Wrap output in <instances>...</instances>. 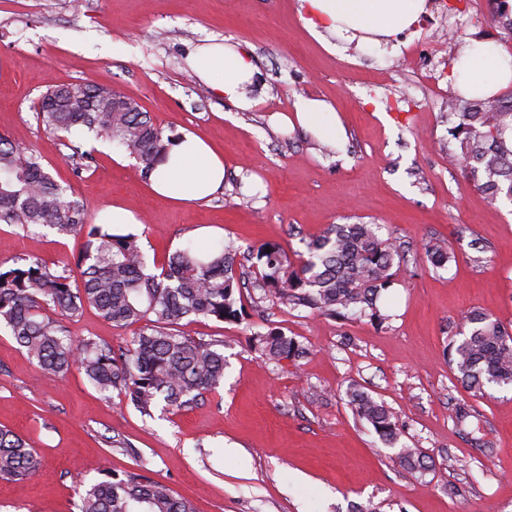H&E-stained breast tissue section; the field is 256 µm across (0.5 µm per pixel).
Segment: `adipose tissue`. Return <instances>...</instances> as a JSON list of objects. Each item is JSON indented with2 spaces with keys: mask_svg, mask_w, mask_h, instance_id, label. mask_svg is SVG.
Returning a JSON list of instances; mask_svg holds the SVG:
<instances>
[{
  "mask_svg": "<svg viewBox=\"0 0 512 512\" xmlns=\"http://www.w3.org/2000/svg\"><path fill=\"white\" fill-rule=\"evenodd\" d=\"M427 0H302L309 30L317 37L359 36L391 39L408 29L426 10ZM197 78L219 98L243 111L256 100L255 67L241 48L214 40L196 46L186 59ZM458 88L472 96H492L512 85V55L497 44L478 42L455 64ZM295 112L301 124L317 137L336 138L332 105L297 97ZM224 182V157L202 136L188 132L167 146L165 159L150 179L152 191L183 203L208 201Z\"/></svg>",
  "mask_w": 512,
  "mask_h": 512,
  "instance_id": "1",
  "label": "adipose tissue"
}]
</instances>
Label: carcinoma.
Masks as SVG:
<instances>
[{
	"label": "carcinoma",
	"mask_w": 512,
	"mask_h": 512,
	"mask_svg": "<svg viewBox=\"0 0 512 512\" xmlns=\"http://www.w3.org/2000/svg\"><path fill=\"white\" fill-rule=\"evenodd\" d=\"M38 119L61 138L75 131L114 142L149 177L161 162L170 137L155 127L149 113L133 99L112 106V91L90 83L50 85L38 100ZM455 119L450 158L462 162L474 186L494 200L512 202V93L492 98L448 101ZM0 222L47 227L61 235L83 237L75 261L81 283L75 287L65 272H52L37 262H0V326L51 375L81 369L102 394L114 390L144 416L153 417L160 402L181 408L224 380V352L190 336L183 327L199 316L237 321L242 315L235 263L239 249L218 244L201 249L189 242L150 266L140 240L113 230L110 224H89L83 205L67 197V189L45 168L42 157L0 136ZM435 268L451 261L445 242L424 246ZM253 287L281 304L307 308L339 320L367 317L386 320L376 302L391 288L397 268L407 261L383 225L332 224L306 244V252L286 254L279 246L256 250ZM93 307L118 327L143 324L129 346L118 350L93 338L78 343L66 334L60 317L77 316ZM58 314L53 318L48 312ZM458 340L449 343L450 364L457 379L473 395L489 385L512 386V332L484 312L471 311L461 320ZM251 352L262 361L280 363L303 353L302 345L279 329L249 338ZM347 404L372 425L388 445L400 434L394 415L351 383ZM398 459L424 466L416 448H399ZM39 461L34 448L10 429L0 428V479L29 480ZM138 471L118 478L108 466L102 478L78 483V512H194L192 504L166 485Z\"/></svg>",
	"instance_id": "obj_1"
}]
</instances>
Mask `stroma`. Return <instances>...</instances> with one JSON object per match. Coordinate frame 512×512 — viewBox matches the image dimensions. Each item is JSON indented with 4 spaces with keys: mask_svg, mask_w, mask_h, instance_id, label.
Instances as JSON below:
<instances>
[{
    "mask_svg": "<svg viewBox=\"0 0 512 512\" xmlns=\"http://www.w3.org/2000/svg\"><path fill=\"white\" fill-rule=\"evenodd\" d=\"M447 26L422 17L397 43L333 51L310 33L299 0H0V136L40 154L89 221L115 203L130 209L136 223L119 230L139 237L149 261L163 264L189 242L291 253L328 225L359 220L385 225L413 255L381 300L390 319L380 327L243 289V320L200 317L188 327L223 341V383L151 418L119 393L98 392L79 368L49 378L1 330L0 426L29 441L41 469L31 482L0 480V512H77L78 481L97 480L103 462L121 474L142 458L195 512H512V390L472 396L448 360L468 311L512 329V202L490 201L449 166L454 81L430 85L403 57L409 44L430 48ZM503 36L493 15L464 17L442 55ZM208 38L250 54L261 90L254 109L216 98L188 67V52ZM55 82L112 89L136 98L165 134L202 135L224 155L223 185L207 202L177 203L155 195L115 144L50 135L34 104ZM300 96L333 105L336 142L294 120ZM76 142L90 158L74 156ZM432 239L452 253L447 268L421 260ZM81 245L0 223V262L59 273ZM63 323L77 342L126 346L135 333L92 307ZM271 327L305 344L307 357L257 360L248 339ZM352 381L386 402L425 470L400 466L353 414ZM459 403L480 415L485 450L454 425Z\"/></svg>",
    "mask_w": 512,
    "mask_h": 512,
    "instance_id": "stroma-1",
    "label": "stroma"
}]
</instances>
